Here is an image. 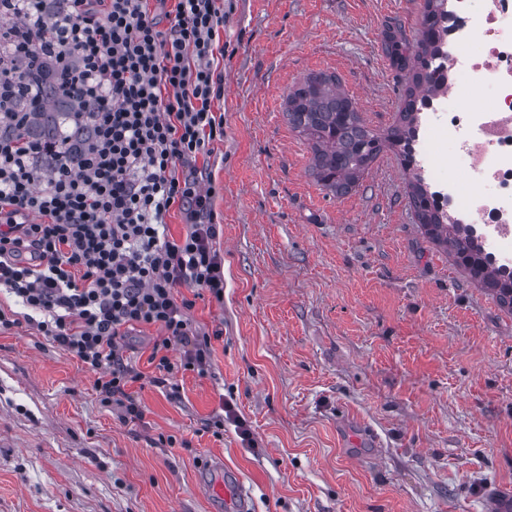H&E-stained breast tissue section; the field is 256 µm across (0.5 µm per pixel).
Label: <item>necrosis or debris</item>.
<instances>
[{
  "label": "necrosis or debris",
  "instance_id": "4bbe7bcc",
  "mask_svg": "<svg viewBox=\"0 0 512 512\" xmlns=\"http://www.w3.org/2000/svg\"><path fill=\"white\" fill-rule=\"evenodd\" d=\"M412 154L438 203L512 270V0H453Z\"/></svg>",
  "mask_w": 512,
  "mask_h": 512
}]
</instances>
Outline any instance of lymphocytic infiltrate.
Returning <instances> with one entry per match:
<instances>
[{"instance_id":"f902f5d3","label":"lymphocytic infiltrate","mask_w":512,"mask_h":512,"mask_svg":"<svg viewBox=\"0 0 512 512\" xmlns=\"http://www.w3.org/2000/svg\"><path fill=\"white\" fill-rule=\"evenodd\" d=\"M24 2L32 46L79 57L100 108L90 160L62 155L59 172L0 144V289L28 325L96 372L100 403L133 423L143 409L129 385L165 387L211 368V335L177 291L224 299L216 188L197 165L224 139L214 109L224 95V0H69L61 15ZM173 210L187 226L179 238L168 233ZM138 326L159 331L148 378L121 354Z\"/></svg>"}]
</instances>
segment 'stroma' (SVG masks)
Returning <instances> with one entry per match:
<instances>
[{"mask_svg": "<svg viewBox=\"0 0 512 512\" xmlns=\"http://www.w3.org/2000/svg\"><path fill=\"white\" fill-rule=\"evenodd\" d=\"M423 3L232 0L206 165L224 300L191 312L223 331L212 367L174 397L131 384L144 415L125 423L94 372L28 325L0 330V512H211L197 479L216 455L252 512H489L512 489V309L425 235L397 151L329 194L285 110L324 73L366 126L397 125L412 72L383 36L416 40ZM224 397L251 441L205 431Z\"/></svg>", "mask_w": 512, "mask_h": 512, "instance_id": "1", "label": "stroma"}]
</instances>
